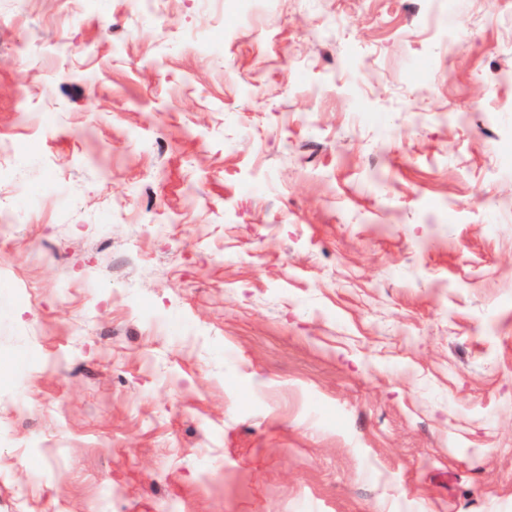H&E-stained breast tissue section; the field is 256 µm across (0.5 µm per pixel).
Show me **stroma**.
<instances>
[{
  "instance_id": "stroma-1",
  "label": "stroma",
  "mask_w": 512,
  "mask_h": 512,
  "mask_svg": "<svg viewBox=\"0 0 512 512\" xmlns=\"http://www.w3.org/2000/svg\"><path fill=\"white\" fill-rule=\"evenodd\" d=\"M0 512H512V0H0Z\"/></svg>"
}]
</instances>
